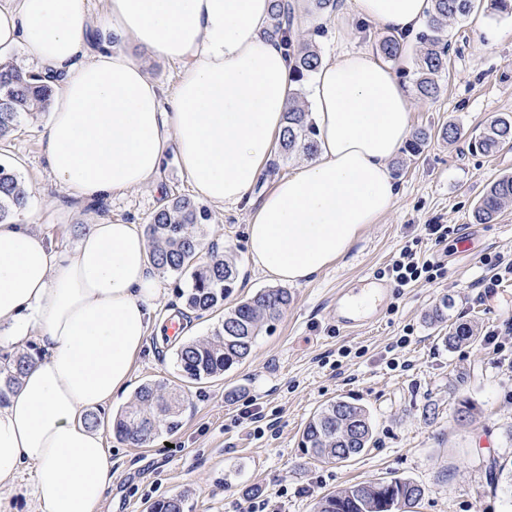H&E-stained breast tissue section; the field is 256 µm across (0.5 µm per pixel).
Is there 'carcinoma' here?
Masks as SVG:
<instances>
[{"mask_svg": "<svg viewBox=\"0 0 512 512\" xmlns=\"http://www.w3.org/2000/svg\"><path fill=\"white\" fill-rule=\"evenodd\" d=\"M490 13L512 16V0H432L433 17L420 36L424 49L415 61V85L425 99L440 92L439 77L446 70L448 39L445 26L450 19L465 17L481 4ZM293 8L290 0H271L267 38L278 42L293 63L292 80L301 82L321 64L322 57L310 44L292 39ZM378 50L388 61H398L405 46L394 34L383 36ZM54 76L27 70L15 60H0V140L19 129L28 118L47 111L51 105L50 81ZM316 131L304 105L297 101L287 112L286 125L277 144L281 155H315ZM512 143V116H498L474 141L475 149L494 153ZM512 202V174L493 182L476 208L482 224L492 222L502 207ZM28 205V191L17 172L0 161V223L18 216ZM212 221L210 210L188 196H175L158 207L147 225L152 248L150 258L162 274L189 278L179 297L185 308L202 314L224 307L233 293L238 275L235 262L224 255H213L198 263L206 228ZM284 288H268L249 299L239 301L224 313L221 327L210 337L183 344L176 350V364L184 382L203 384L219 377L246 360L266 321L278 319L290 303ZM453 348L474 342V329L466 322H454L443 336ZM29 359L25 352L0 361V400L12 390ZM183 407L181 394L161 382L145 383L135 393L134 405L117 415L112 432L122 441L143 446L179 427ZM373 437L369 412L362 406L337 400L323 406L306 423L302 446L313 456L327 461H347L361 455ZM396 490L387 494L381 481H359L345 490L323 496L316 512H410L423 495L422 488L410 480L395 479ZM150 512H184L180 497L159 499Z\"/></svg>", "mask_w": 512, "mask_h": 512, "instance_id": "cac0c4a2", "label": "carcinoma"}]
</instances>
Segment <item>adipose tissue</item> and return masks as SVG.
<instances>
[{"instance_id": "ef3b65f1", "label": "adipose tissue", "mask_w": 512, "mask_h": 512, "mask_svg": "<svg viewBox=\"0 0 512 512\" xmlns=\"http://www.w3.org/2000/svg\"><path fill=\"white\" fill-rule=\"evenodd\" d=\"M431 0H354L356 16L410 34ZM270 0H0V54L24 46L60 77L45 133L54 182L76 203L155 181L175 150L195 192L248 198L291 105V65L264 35ZM180 63L170 100L130 54ZM317 156L250 216L247 255L299 284L342 258L393 205L391 160L410 138L407 92L372 54L320 65ZM163 294L134 224L98 219L58 250L27 215L0 223V346L32 359L0 402V484L34 468L40 512H103L112 460L86 412L126 394Z\"/></svg>"}]
</instances>
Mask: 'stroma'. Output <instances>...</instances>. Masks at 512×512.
Masks as SVG:
<instances>
[{
  "instance_id": "1",
  "label": "stroma",
  "mask_w": 512,
  "mask_h": 512,
  "mask_svg": "<svg viewBox=\"0 0 512 512\" xmlns=\"http://www.w3.org/2000/svg\"><path fill=\"white\" fill-rule=\"evenodd\" d=\"M294 30L326 61L344 51L376 52L387 33L378 23L359 21L352 0L323 15L297 14ZM447 30L448 71L437 98L414 95L413 58L392 65L413 93L412 128L435 133L419 155L402 150L391 161L397 181L392 208L334 266L288 285L291 303L279 320L262 327L247 360L207 383L183 386L177 348L210 336L224 313L187 314L174 277H162L159 320L184 314L189 328L176 337L150 333L132 384L184 388L181 425L167 439L132 447L112 433L113 416L132 404V396L101 411L112 459V492L103 512H147L154 500L176 495L185 512H251L259 502L265 512H314L326 494L361 480L395 478L423 488L414 512H512V495L495 479L498 467H512V281L482 286L490 278L485 255L512 258V203L492 223L473 219L489 184L512 174V148L485 154L471 147L492 116H512V17L481 12L449 20ZM49 118L42 113L0 142V160L25 182L35 229L59 246L75 243L97 213L76 205L51 179L44 154ZM451 123L462 131L452 143L438 135ZM273 162L250 202L210 208L206 242L234 258L237 301L274 285L247 257L251 204L307 159L277 156ZM156 181L105 197L106 218L142 227L165 197L195 194L175 153L167 154ZM427 224L463 225L473 250L435 245L423 230ZM407 245L441 260L444 278L392 289L374 324L339 328L331 310L337 291L362 287L366 276L378 275ZM444 298L452 303L449 321L473 325L475 343L445 346L444 328L429 320ZM465 399L473 416L461 422L458 408ZM336 400L364 406L373 423L369 448L347 462L315 458L300 444L310 416ZM248 408L267 422L262 436L245 419Z\"/></svg>"
}]
</instances>
